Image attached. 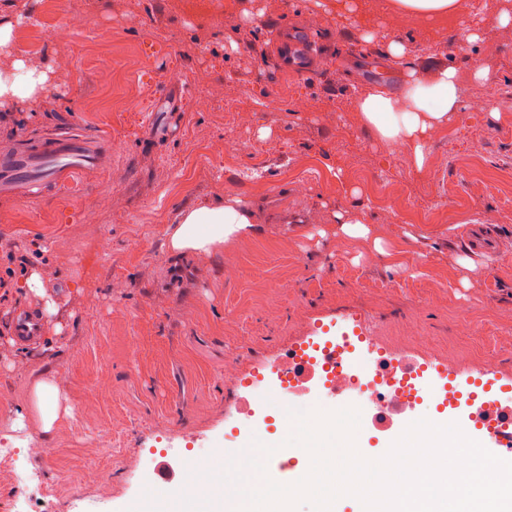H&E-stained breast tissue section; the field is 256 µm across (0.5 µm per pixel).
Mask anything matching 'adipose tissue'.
I'll list each match as a JSON object with an SVG mask.
<instances>
[{"mask_svg": "<svg viewBox=\"0 0 512 512\" xmlns=\"http://www.w3.org/2000/svg\"><path fill=\"white\" fill-rule=\"evenodd\" d=\"M456 72L445 68L430 83L412 79L406 96L409 110L400 112L394 99L384 91L362 96L357 104L365 124L384 140L404 139L414 146L413 164L423 168V143L429 135L447 123L458 108L455 87ZM177 227L167 242L168 251L176 256L209 253L224 242L254 231V213L235 198L206 200L191 207H182L175 218ZM35 412L43 431H51L61 418V397L56 384L49 380L36 383L29 410L16 411L11 429L25 427L28 412Z\"/></svg>", "mask_w": 512, "mask_h": 512, "instance_id": "obj_1", "label": "adipose tissue"}]
</instances>
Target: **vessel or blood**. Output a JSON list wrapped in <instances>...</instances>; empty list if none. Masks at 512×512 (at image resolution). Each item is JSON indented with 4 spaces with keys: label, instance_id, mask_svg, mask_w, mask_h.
Listing matches in <instances>:
<instances>
[{
    "label": "vessel or blood",
    "instance_id": "obj_1",
    "mask_svg": "<svg viewBox=\"0 0 512 512\" xmlns=\"http://www.w3.org/2000/svg\"><path fill=\"white\" fill-rule=\"evenodd\" d=\"M282 61L290 70L302 68L307 53L304 36L290 35L282 40ZM112 146L111 141L61 131L37 147L21 146L0 154V195L22 201L34 199V190L45 182H68L72 176L99 163ZM285 357L290 373L287 378L288 403L310 407L317 399L327 405L356 403L352 382L364 371H372L384 385L408 386L404 397L406 408L424 406L438 411L459 410L457 422L463 432L483 430L496 456L512 460V409L504 407V395L512 393V383L494 385L493 381L460 372L440 369L430 371L408 357L358 360L352 354L349 340L323 344L317 356H309L302 348L289 346ZM148 485L163 491L175 489V472L167 461L151 460L145 472Z\"/></svg>",
    "mask_w": 512,
    "mask_h": 512
}]
</instances>
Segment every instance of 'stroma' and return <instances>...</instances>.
<instances>
[{
	"mask_svg": "<svg viewBox=\"0 0 512 512\" xmlns=\"http://www.w3.org/2000/svg\"><path fill=\"white\" fill-rule=\"evenodd\" d=\"M82 9L85 26L67 22ZM512 0H461L427 28L384 0H61L43 48L32 0H0L11 40L0 69L48 85L0 120V150L62 127L115 139L74 185L29 203L0 196V443L38 440L28 460L54 493L42 512H225L217 489L191 502L133 481L152 449L223 447L242 377L284 366L319 324L363 320L383 356L512 377ZM308 29L317 59L286 71L278 31ZM476 33V40L465 37ZM401 43L406 63L388 59ZM456 72L454 143L381 140L356 110L373 88L402 98L409 73ZM486 67L492 83L475 80ZM155 123H148V114ZM386 181L409 221H392L371 186ZM236 197L254 234L183 258L166 248L182 206ZM434 211L438 223L416 215ZM362 222L347 236L338 215ZM491 224L492 250L471 226ZM38 273L39 288L20 291ZM56 314H45L46 302ZM31 311L37 336L16 335ZM54 381L72 408L54 430H11L33 384Z\"/></svg>",
	"mask_w": 512,
	"mask_h": 512,
	"instance_id": "1",
	"label": "stroma"
}]
</instances>
